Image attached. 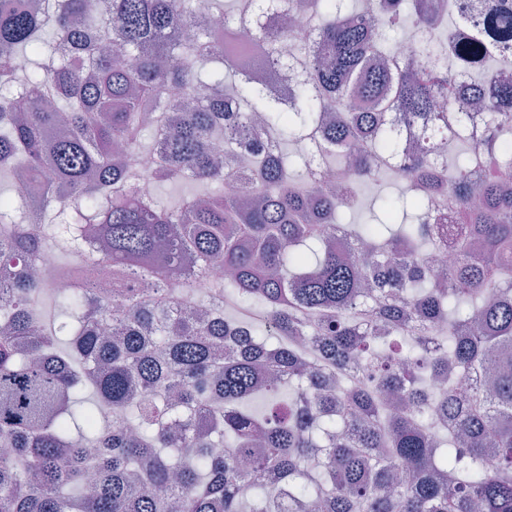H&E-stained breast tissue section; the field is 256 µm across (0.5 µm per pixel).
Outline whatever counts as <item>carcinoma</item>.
Listing matches in <instances>:
<instances>
[{"instance_id": "1", "label": "carcinoma", "mask_w": 512, "mask_h": 512, "mask_svg": "<svg viewBox=\"0 0 512 512\" xmlns=\"http://www.w3.org/2000/svg\"><path fill=\"white\" fill-rule=\"evenodd\" d=\"M304 13L315 29L272 23ZM363 16L361 0H0V512H512V191L493 174L512 163V82L485 84L512 56V0ZM442 31L448 56L483 62L481 158L437 106L456 89L426 66ZM249 42L258 68L296 71L289 102L228 64ZM255 122L267 152L220 163ZM403 131L418 152L395 178ZM142 177L198 190L146 203ZM385 180L398 191L370 221L346 220ZM445 194L463 224L438 275ZM44 249L75 257L69 287L34 276Z\"/></svg>"}]
</instances>
